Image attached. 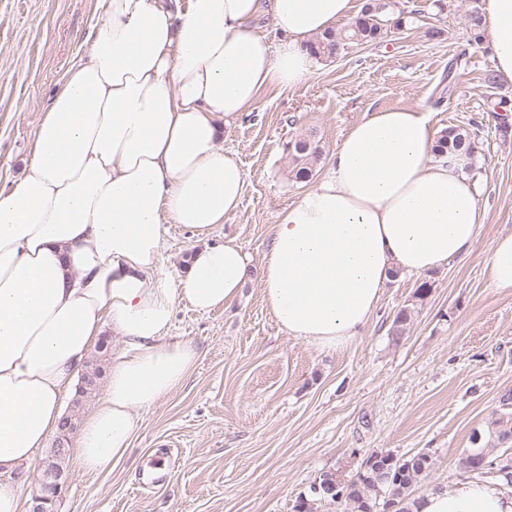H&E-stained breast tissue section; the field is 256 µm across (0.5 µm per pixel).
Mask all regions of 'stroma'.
Instances as JSON below:
<instances>
[{
  "label": "stroma",
  "instance_id": "1",
  "mask_svg": "<svg viewBox=\"0 0 512 512\" xmlns=\"http://www.w3.org/2000/svg\"><path fill=\"white\" fill-rule=\"evenodd\" d=\"M408 22L376 44H350L320 61L303 84L264 90L221 142L243 166L239 209L207 239L168 227L160 274L176 279L203 244L234 240L260 266L281 214L320 179L346 130L378 107L421 106L433 129L477 120L485 223L471 253L425 276L390 279L353 345L320 351L288 338L266 308L258 279L238 301L209 313L178 302L168 342H189L197 361L172 395L138 413L118 462L85 474L67 466L57 512H294L324 471L350 479L375 451L429 452L422 495L461 480L459 455L488 446L500 398L512 392V292L491 287L486 256L512 230V132L489 112L512 83L487 87L494 67L466 16L474 0H396ZM100 0H0V189L29 156L33 130L82 46ZM466 55L455 85L448 62ZM314 136L322 154L296 180L285 145ZM413 320L390 334L403 306Z\"/></svg>",
  "mask_w": 512,
  "mask_h": 512
}]
</instances>
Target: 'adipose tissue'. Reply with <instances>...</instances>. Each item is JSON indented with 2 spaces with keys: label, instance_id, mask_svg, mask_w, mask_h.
Masks as SVG:
<instances>
[{
  "label": "adipose tissue",
  "instance_id": "ef3b65f1",
  "mask_svg": "<svg viewBox=\"0 0 512 512\" xmlns=\"http://www.w3.org/2000/svg\"><path fill=\"white\" fill-rule=\"evenodd\" d=\"M102 7L35 127L20 178L0 190V512H24L14 476L56 431L103 320L118 346L74 443L78 470L120 460L138 411L181 387L197 351L166 340L176 303L203 313L232 304L249 260L235 241L207 244L170 280L158 273L167 227L206 236L239 208L246 174L218 144L223 126L264 89L306 82L316 65L309 41L357 15L354 0ZM483 21L495 70L512 81V0H484ZM436 142L422 108L374 109L282 213L258 280L287 337L345 348L392 272L422 276L468 255L485 222L475 159L438 154ZM487 269L493 288L512 291V232L494 240ZM409 508L512 512V487L462 480Z\"/></svg>",
  "mask_w": 512,
  "mask_h": 512
}]
</instances>
